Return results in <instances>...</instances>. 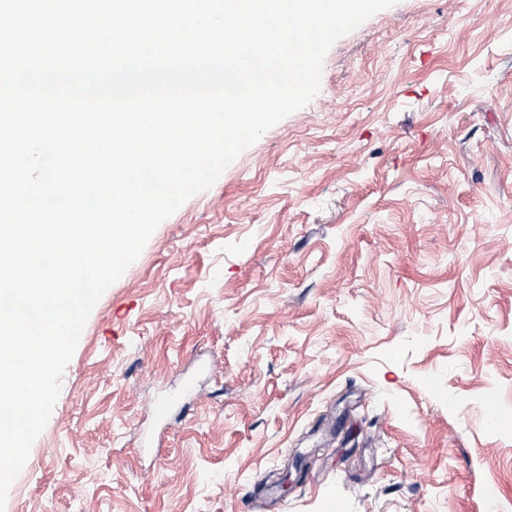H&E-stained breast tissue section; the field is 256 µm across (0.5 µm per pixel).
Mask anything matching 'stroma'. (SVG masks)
Instances as JSON below:
<instances>
[{"label":"stroma","instance_id":"stroma-1","mask_svg":"<svg viewBox=\"0 0 512 512\" xmlns=\"http://www.w3.org/2000/svg\"><path fill=\"white\" fill-rule=\"evenodd\" d=\"M1 512H512V0L335 41L97 302Z\"/></svg>","mask_w":512,"mask_h":512}]
</instances>
